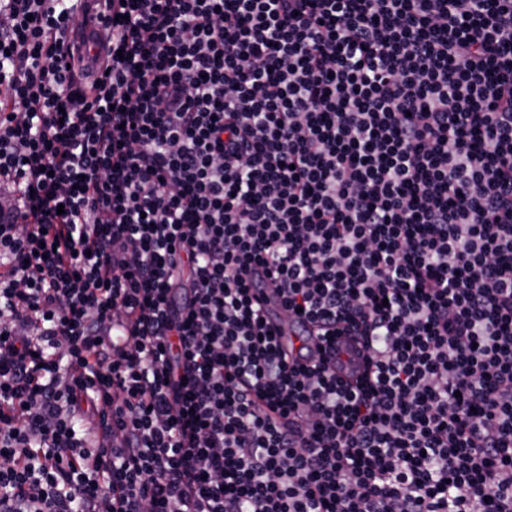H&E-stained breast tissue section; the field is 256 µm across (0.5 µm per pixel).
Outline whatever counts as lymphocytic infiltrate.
<instances>
[{
	"instance_id": "1",
	"label": "lymphocytic infiltrate",
	"mask_w": 512,
	"mask_h": 512,
	"mask_svg": "<svg viewBox=\"0 0 512 512\" xmlns=\"http://www.w3.org/2000/svg\"><path fill=\"white\" fill-rule=\"evenodd\" d=\"M1 187L0 512H512V0H0Z\"/></svg>"
}]
</instances>
